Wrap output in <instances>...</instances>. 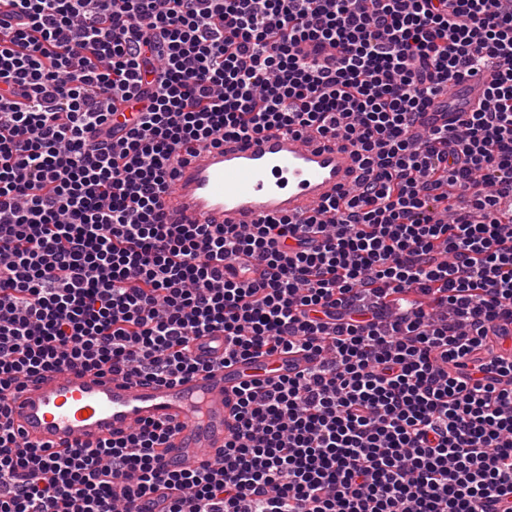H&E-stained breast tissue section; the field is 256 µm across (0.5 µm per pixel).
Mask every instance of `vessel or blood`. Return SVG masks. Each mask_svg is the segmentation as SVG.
Here are the masks:
<instances>
[{"instance_id": "1", "label": "vessel or blood", "mask_w": 512, "mask_h": 512, "mask_svg": "<svg viewBox=\"0 0 512 512\" xmlns=\"http://www.w3.org/2000/svg\"><path fill=\"white\" fill-rule=\"evenodd\" d=\"M489 73L454 84L436 104L470 111L483 98ZM359 173L343 142L303 141L270 130L221 146H202L178 164L164 198L175 224H256L268 216H308L349 187ZM213 368L173 384L95 372L45 373L9 398L10 421L29 441L54 449L94 443L149 423L172 425L159 454L169 467L212 460L234 430L236 393L252 381L275 382L314 363L308 353H274L225 360L224 339L207 336L191 345Z\"/></svg>"}]
</instances>
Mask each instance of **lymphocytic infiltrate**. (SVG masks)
<instances>
[{
    "label": "lymphocytic infiltrate",
    "instance_id": "f902f5d3",
    "mask_svg": "<svg viewBox=\"0 0 512 512\" xmlns=\"http://www.w3.org/2000/svg\"><path fill=\"white\" fill-rule=\"evenodd\" d=\"M272 129L360 176L300 220L168 222L195 144ZM511 324L512 0H0V512H512ZM216 333L317 362L245 385L215 461L9 424L44 373L170 383ZM489 80L490 71H484L454 84L448 94L439 95L434 99V107L428 111L426 119L433 115L431 112H469L483 98ZM440 104L445 105L444 110H441Z\"/></svg>",
    "mask_w": 512,
    "mask_h": 512
}]
</instances>
